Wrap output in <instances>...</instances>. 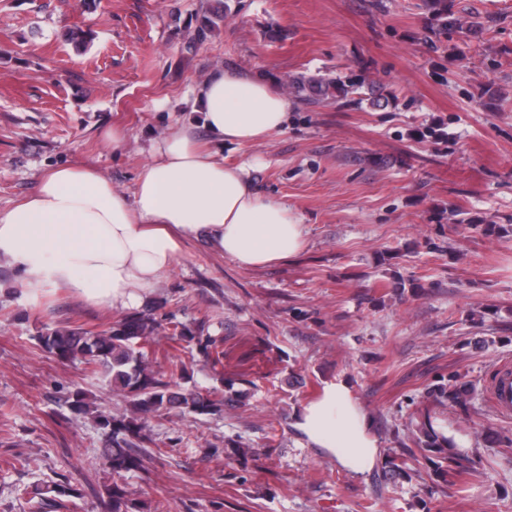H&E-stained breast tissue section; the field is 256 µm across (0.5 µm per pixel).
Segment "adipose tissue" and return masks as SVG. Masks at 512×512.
<instances>
[{
	"mask_svg": "<svg viewBox=\"0 0 512 512\" xmlns=\"http://www.w3.org/2000/svg\"><path fill=\"white\" fill-rule=\"evenodd\" d=\"M213 144L181 125L155 138L131 193L98 169L62 165L37 190L0 211V259L24 288L65 286L83 301L128 310L143 304L185 242H205L244 268L299 252L306 229L287 203L264 197L253 158L226 163L225 145L260 144L280 132L291 102L267 76L220 69L191 90ZM296 427L344 467L370 469L376 453L367 414L343 380L303 406Z\"/></svg>",
	"mask_w": 512,
	"mask_h": 512,
	"instance_id": "ef3b65f1",
	"label": "adipose tissue"
}]
</instances>
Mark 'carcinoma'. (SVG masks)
<instances>
[{
	"instance_id": "1",
	"label": "carcinoma",
	"mask_w": 512,
	"mask_h": 512,
	"mask_svg": "<svg viewBox=\"0 0 512 512\" xmlns=\"http://www.w3.org/2000/svg\"><path fill=\"white\" fill-rule=\"evenodd\" d=\"M426 10L439 31L446 32L453 24L461 28L479 26L476 21L469 23L450 18L448 0H427ZM223 20V14L208 5L202 6L197 28L187 34L188 46L201 41ZM288 89L296 97L315 104L341 95H363L373 90V82L362 75L332 79L298 76L290 81ZM208 322V316L204 315L194 319L190 326L176 324L169 339L185 343L204 362L215 363L222 355L218 351L220 340L208 333ZM165 330L163 320L134 312L100 329L76 323L47 326L38 337L42 350L61 361L84 364L87 370L100 375L114 394L126 399L125 412L114 413L89 402L80 388L71 391L67 398L74 418L90 419L100 431L104 439L101 463L114 474L139 468L147 443L144 428L148 418L161 417L172 411L216 415L224 409V399H210L185 387L190 375L183 361L172 360L163 371L155 369L149 362L145 347ZM470 391L469 382L457 374L446 379L441 377L428 387L430 397L449 406L465 403ZM413 437L421 456L436 474L442 476L463 466L464 458L452 440L431 421L417 424ZM74 493V489L55 482L37 485L32 490L25 487L18 490L20 496L27 498L32 512H45L46 506L54 502L60 507L62 498ZM108 495L107 512H141L139 501L126 491L110 488Z\"/></svg>"
}]
</instances>
